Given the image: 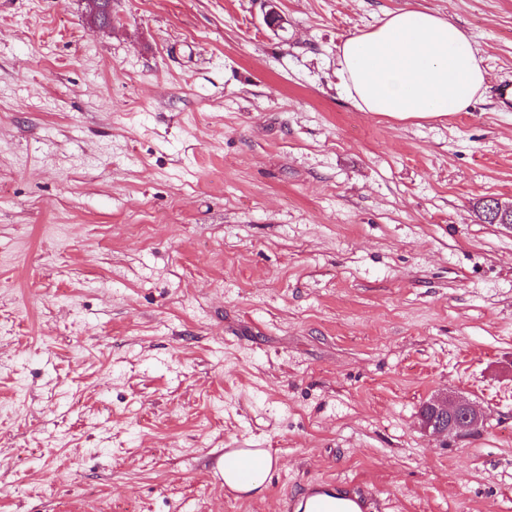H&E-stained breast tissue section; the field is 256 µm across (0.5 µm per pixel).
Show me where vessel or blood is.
Instances as JSON below:
<instances>
[{"mask_svg": "<svg viewBox=\"0 0 512 512\" xmlns=\"http://www.w3.org/2000/svg\"><path fill=\"white\" fill-rule=\"evenodd\" d=\"M377 503L378 495L368 485L318 481L307 485L290 508L292 512H375Z\"/></svg>", "mask_w": 512, "mask_h": 512, "instance_id": "obj_1", "label": "vessel or blood"}]
</instances>
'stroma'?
I'll list each match as a JSON object with an SVG mask.
<instances>
[{"mask_svg":"<svg viewBox=\"0 0 512 512\" xmlns=\"http://www.w3.org/2000/svg\"><path fill=\"white\" fill-rule=\"evenodd\" d=\"M276 8L280 28L264 16ZM463 27V112L397 121L337 47ZM0 0V512H512V0ZM486 413L435 437L421 405ZM277 463L256 495L213 466ZM428 403L434 418L421 417L420 427L426 433L464 437L476 433L483 426L484 414L469 401L446 395L436 397ZM444 421L447 422L446 426L443 425ZM246 456L259 459L261 465L256 469L253 475L256 477L248 483L240 482L237 479L234 469L230 465V460L239 457ZM241 457L238 458V466L242 473H247L255 466V461L251 458ZM224 463V482L233 491L239 494H247L260 488L263 484V476L267 474L274 465V458L267 449L259 448L257 450H241L235 452L230 458L224 456V459L220 462ZM377 492L365 484L318 481L307 485L291 501L295 512H373L377 509Z\"/></svg>","mask_w":512,"mask_h":512,"instance_id":"35a3bbf8","label":"stroma"}]
</instances>
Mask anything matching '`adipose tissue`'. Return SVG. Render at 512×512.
<instances>
[{
    "label": "adipose tissue",
    "instance_id": "adipose-tissue-1",
    "mask_svg": "<svg viewBox=\"0 0 512 512\" xmlns=\"http://www.w3.org/2000/svg\"><path fill=\"white\" fill-rule=\"evenodd\" d=\"M336 73L361 111L401 121L465 111L486 82L468 33L415 8L345 38Z\"/></svg>",
    "mask_w": 512,
    "mask_h": 512
}]
</instances>
